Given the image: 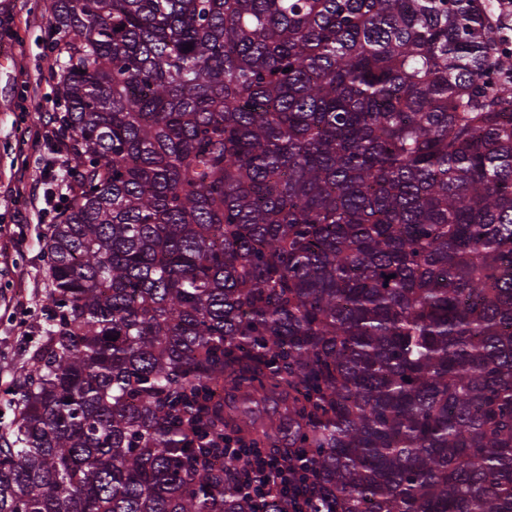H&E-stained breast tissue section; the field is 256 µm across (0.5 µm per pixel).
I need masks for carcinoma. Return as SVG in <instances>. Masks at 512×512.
Returning a JSON list of instances; mask_svg holds the SVG:
<instances>
[{
    "label": "carcinoma",
    "instance_id": "cac0c4a2",
    "mask_svg": "<svg viewBox=\"0 0 512 512\" xmlns=\"http://www.w3.org/2000/svg\"><path fill=\"white\" fill-rule=\"evenodd\" d=\"M495 22L482 0H54L74 190L0 512H293L242 492L226 439L308 459L311 512H512Z\"/></svg>",
    "mask_w": 512,
    "mask_h": 512
}]
</instances>
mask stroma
Segmentation results:
<instances>
[{"label": "stroma", "mask_w": 512, "mask_h": 512, "mask_svg": "<svg viewBox=\"0 0 512 512\" xmlns=\"http://www.w3.org/2000/svg\"><path fill=\"white\" fill-rule=\"evenodd\" d=\"M53 0H0V231H20L22 242L9 252V266L0 268V378L10 379L26 358L29 345L21 323L40 326L43 310L38 298L13 304L18 276L37 288L48 286L44 248L46 225H17L19 205L13 188L18 169L27 178L46 182L45 164L55 159L50 144L24 142L26 128L52 114L56 82L54 59L45 48Z\"/></svg>", "instance_id": "35a3bbf8"}]
</instances>
